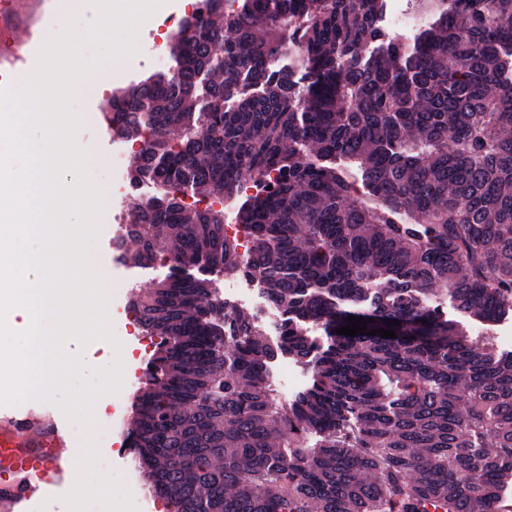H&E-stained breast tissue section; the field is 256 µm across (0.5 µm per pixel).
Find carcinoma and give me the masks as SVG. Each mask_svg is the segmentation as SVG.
Segmentation results:
<instances>
[{
    "label": "carcinoma",
    "instance_id": "obj_1",
    "mask_svg": "<svg viewBox=\"0 0 512 512\" xmlns=\"http://www.w3.org/2000/svg\"><path fill=\"white\" fill-rule=\"evenodd\" d=\"M236 2L171 36L173 72L108 96L113 135L151 132L131 181L164 188L132 204L120 258L255 278L284 326L269 341L209 279L135 294L159 338L128 436L142 479L172 512H502L512 353L477 346L435 298L512 315V0H448L413 45L366 59L383 0ZM291 45L304 85L277 66ZM246 176L272 189L238 208L245 259L214 199ZM351 315L397 337L335 333ZM277 356L313 369L286 403Z\"/></svg>",
    "mask_w": 512,
    "mask_h": 512
}]
</instances>
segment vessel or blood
I'll use <instances>...</instances> for the list:
<instances>
[{"label":"vessel or blood","instance_id":"vessel-or-blood-1","mask_svg":"<svg viewBox=\"0 0 512 512\" xmlns=\"http://www.w3.org/2000/svg\"><path fill=\"white\" fill-rule=\"evenodd\" d=\"M42 0H0V25L37 12ZM62 419L34 410L0 412V512H28L27 505L66 484L73 465L65 453Z\"/></svg>","mask_w":512,"mask_h":512}]
</instances>
